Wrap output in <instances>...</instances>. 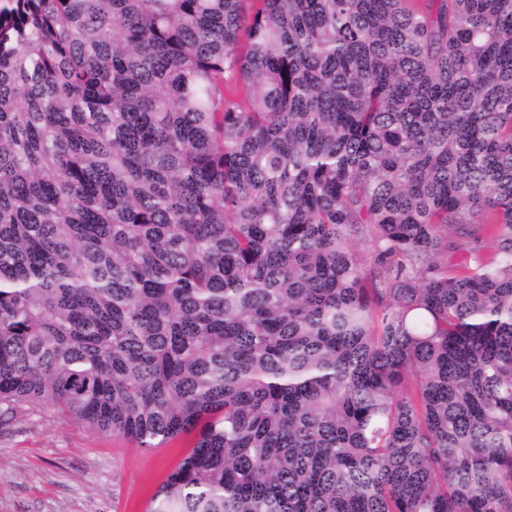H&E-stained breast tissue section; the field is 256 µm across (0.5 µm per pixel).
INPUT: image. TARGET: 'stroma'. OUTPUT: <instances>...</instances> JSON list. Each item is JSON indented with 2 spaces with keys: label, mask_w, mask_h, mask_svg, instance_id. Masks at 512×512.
Instances as JSON below:
<instances>
[{
  "label": "stroma",
  "mask_w": 512,
  "mask_h": 512,
  "mask_svg": "<svg viewBox=\"0 0 512 512\" xmlns=\"http://www.w3.org/2000/svg\"><path fill=\"white\" fill-rule=\"evenodd\" d=\"M188 451L182 438L146 450L28 405L0 418V512H146Z\"/></svg>",
  "instance_id": "obj_1"
}]
</instances>
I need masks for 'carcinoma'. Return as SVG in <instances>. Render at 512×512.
<instances>
[{
	"mask_svg": "<svg viewBox=\"0 0 512 512\" xmlns=\"http://www.w3.org/2000/svg\"><path fill=\"white\" fill-rule=\"evenodd\" d=\"M29 404L190 439L147 512H512V0H0Z\"/></svg>",
	"mask_w": 512,
	"mask_h": 512,
	"instance_id": "obj_1",
	"label": "carcinoma"
}]
</instances>
